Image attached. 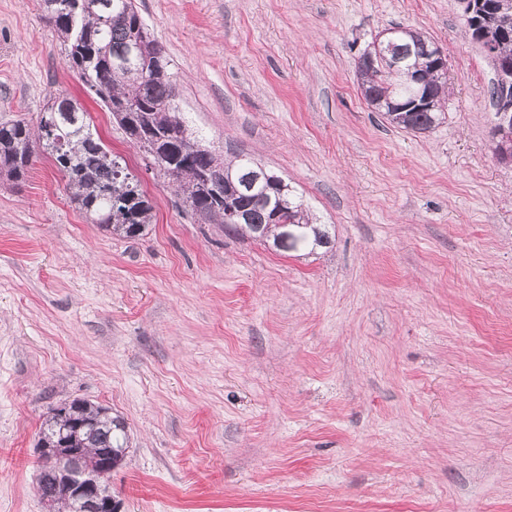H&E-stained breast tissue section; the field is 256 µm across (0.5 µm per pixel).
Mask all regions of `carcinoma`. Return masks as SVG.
<instances>
[{
  "instance_id": "1",
  "label": "carcinoma",
  "mask_w": 512,
  "mask_h": 512,
  "mask_svg": "<svg viewBox=\"0 0 512 512\" xmlns=\"http://www.w3.org/2000/svg\"><path fill=\"white\" fill-rule=\"evenodd\" d=\"M59 2L41 0V5L64 45L67 66L112 112L128 142L151 157L193 216L236 232L238 225L226 219L227 210H234L254 237L274 244L283 234L279 224H291L297 234L278 247L283 252L331 243L329 232L312 227L306 208L289 192L254 182L260 166L251 159L237 156L226 163L208 149L195 148L196 139L173 106L168 61L132 0H69L78 8L68 12ZM486 29L496 45L495 65L512 68V12L491 16ZM388 31L383 48L366 47L374 59L358 67L362 95L391 124L426 133L440 119L447 77L427 55L430 39L400 25ZM130 45L137 46V59L123 64L121 56ZM407 68L423 72L424 83H408L403 74ZM419 93L430 98L432 107H410ZM40 154L52 159L69 199L91 223L126 238L143 235L151 224L153 205L139 180L91 132L76 99L64 94L53 98L34 124L25 118L0 122L1 179L23 182ZM40 434L46 442L64 439L82 449L79 463L89 470L107 458L118 464L127 448L126 422L85 400L45 419ZM41 471L46 479L42 496L53 501V512H74L71 499L57 489L55 468L45 463Z\"/></svg>"
}]
</instances>
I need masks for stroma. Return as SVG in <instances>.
I'll return each mask as SVG.
<instances>
[{"mask_svg": "<svg viewBox=\"0 0 512 512\" xmlns=\"http://www.w3.org/2000/svg\"><path fill=\"white\" fill-rule=\"evenodd\" d=\"M202 145L282 177L330 247L283 253L184 210L68 69L40 0H0V121L82 103L151 199L88 223L52 160L0 180V512L35 493L48 412L123 417L118 512H512V166L459 0H135ZM427 33L430 132L357 84L380 31Z\"/></svg>", "mask_w": 512, "mask_h": 512, "instance_id": "stroma-1", "label": "stroma"}]
</instances>
